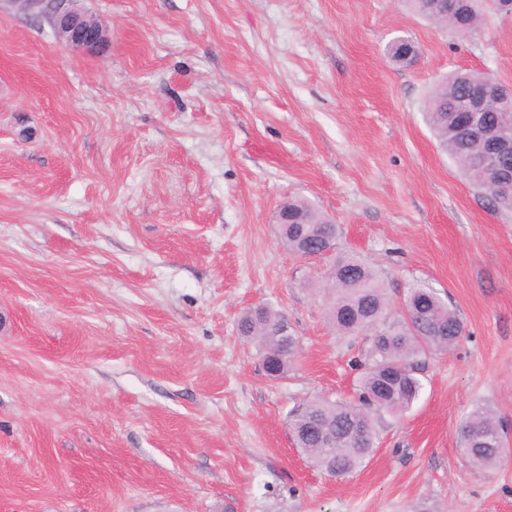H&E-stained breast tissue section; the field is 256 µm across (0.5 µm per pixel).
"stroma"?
Segmentation results:
<instances>
[{"label":"stroma","mask_w":512,"mask_h":512,"mask_svg":"<svg viewBox=\"0 0 512 512\" xmlns=\"http://www.w3.org/2000/svg\"><path fill=\"white\" fill-rule=\"evenodd\" d=\"M86 52L0 0V512H512V460L466 464L478 403L512 448V214L424 115L458 70L512 85V16L458 38L404 0H82ZM411 41L417 61L387 53ZM304 198L392 308L411 285L460 314L457 348L355 473L295 447L299 401H355L332 257L281 241ZM280 312L299 359L262 369L237 320Z\"/></svg>","instance_id":"stroma-1"}]
</instances>
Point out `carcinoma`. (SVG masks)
Segmentation results:
<instances>
[{
  "instance_id": "1",
  "label": "carcinoma",
  "mask_w": 512,
  "mask_h": 512,
  "mask_svg": "<svg viewBox=\"0 0 512 512\" xmlns=\"http://www.w3.org/2000/svg\"><path fill=\"white\" fill-rule=\"evenodd\" d=\"M416 14L437 26H453L441 15L438 0H406ZM499 11L497 0H463L457 20L466 31L481 27L487 10ZM483 77L460 71L440 82L425 101L427 122L440 147L471 183L482 187L485 172L479 163V146L459 129L456 112L461 90ZM281 209L294 220L279 227L288 249L306 254L320 245L313 231L329 241L337 237L331 223L302 198L284 202ZM332 299L328 317L341 336L366 335L361 358L352 362L360 372L358 403L330 399L305 400L288 413V429L298 448L328 475L343 477L362 466L375 448L376 422L383 415L398 417L411 408L423 389L419 358L447 352L463 333L457 312L432 288L419 285L407 290L402 314L390 319L384 283L358 255L337 257L328 274ZM284 316L265 305L247 309L238 320L241 336L257 343L266 374L275 380L286 376L299 353L295 336L280 334ZM463 459L479 469L493 468L512 455L494 411L476 405L458 428Z\"/></svg>"
}]
</instances>
